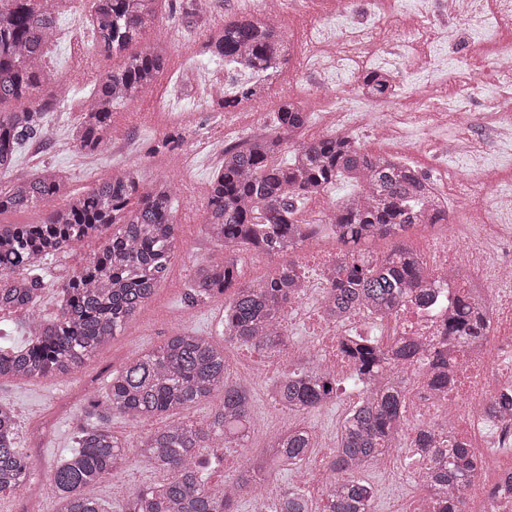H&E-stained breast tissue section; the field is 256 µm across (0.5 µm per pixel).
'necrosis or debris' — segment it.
Returning <instances> with one entry per match:
<instances>
[{"instance_id": "1", "label": "necrosis or debris", "mask_w": 512, "mask_h": 512, "mask_svg": "<svg viewBox=\"0 0 512 512\" xmlns=\"http://www.w3.org/2000/svg\"><path fill=\"white\" fill-rule=\"evenodd\" d=\"M384 3L371 0L373 19L358 21L353 0H336L335 15L311 19L294 42L293 55L316 73L314 90L330 102L319 131L367 133L375 144L373 156L391 157L408 168L421 147L437 155L438 169L424 177L421 195L442 209L445 219L418 225L422 245L415 252L432 300L418 305L407 291L398 307L378 316L325 307L337 266L352 255L373 254L372 237L327 245L314 235L270 256L267 272L287 274V318L307 323L310 347L324 368L348 370L339 342L358 335L363 325L377 330L384 348L411 345L413 355L397 364L410 387L407 428L436 433L466 428L477 468L463 483L465 504L480 502V512H512V462L489 468L483 445L485 411L500 394L512 392V330L503 329L504 322H512V255L503 253L512 244V183L491 180L485 141L470 134L481 128L500 154L512 153V41L501 43L490 61V92L464 66L449 68L446 54L463 32L477 40L512 31V0H416L412 14L386 18ZM391 53L404 58L419 79L413 107L394 111L389 101L366 100L355 83L344 97L336 96L338 76ZM274 92L273 80H265L256 96L225 111V137L242 138L261 127L273 110ZM452 148L459 158L455 165L448 162ZM463 294L487 328L485 336L465 342L448 333V318ZM436 356L455 379L452 391L433 389Z\"/></svg>"}]
</instances>
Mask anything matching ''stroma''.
Wrapping results in <instances>:
<instances>
[{
	"label": "stroma",
	"mask_w": 512,
	"mask_h": 512,
	"mask_svg": "<svg viewBox=\"0 0 512 512\" xmlns=\"http://www.w3.org/2000/svg\"><path fill=\"white\" fill-rule=\"evenodd\" d=\"M209 14L194 23L182 20L180 14L161 15L150 30L149 39L167 40L175 36L177 42L169 49L163 71L153 93L118 107L112 115L114 129L135 132L139 148L135 159L148 180L169 179L176 183L174 221L181 225L179 250L170 271L158 287L152 301L107 346L89 360L85 370L75 373L67 382L44 379L17 385L0 379V401L14 406L18 419V442L36 471H45L47 464L71 446L75 418L84 407L78 391L84 387L102 388L113 369L129 356L159 345L168 336L183 331H211L216 329L224 311L225 295H218L200 305H190L185 297L195 266L201 262L221 260L223 254L205 235L202 225L203 205L209 187L211 166L201 163L186 168L185 159L190 147L206 140L209 147L223 148V126L210 122L211 112L218 106L211 100L196 97L199 82L223 78V68L200 63L190 69L187 51L192 48L208 24L231 18L241 7L239 0H213ZM92 38L83 35L72 39L59 36L47 52L45 71L60 98L65 102L63 119L55 120L54 131L63 125L76 123L90 88L83 81L86 65L94 63ZM181 111L172 119L169 109ZM170 134H179L183 144L175 150L162 147V140ZM24 157L10 173L11 178H27L43 165L51 164L66 171L70 188L76 192L88 190L97 178L110 176L116 168L128 165L131 159L100 153L94 164H87L81 154L51 151L29 146ZM235 361L257 367L258 382L253 397L255 431L245 447L227 452V466L260 454L270 434L298 423V416L275 409L265 398V384L270 373L261 371L260 356L246 347L232 345L227 349ZM112 429L125 437L129 446L127 461L118 482H103L89 486L87 493L101 499L107 507H115L129 488L145 479L143 464L135 450L143 426H134L122 419L112 421Z\"/></svg>",
	"instance_id": "stroma-1"
}]
</instances>
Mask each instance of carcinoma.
I'll return each instance as SVG.
<instances>
[{
  "label": "carcinoma",
  "instance_id": "carcinoma-1",
  "mask_svg": "<svg viewBox=\"0 0 512 512\" xmlns=\"http://www.w3.org/2000/svg\"><path fill=\"white\" fill-rule=\"evenodd\" d=\"M57 0H0V103L29 98L28 107L0 111V214L39 207V224H0V377L29 382L63 378L79 371L99 349L121 333L151 299L178 250L173 218V191L161 180L144 183L127 167L82 193L64 194L65 180L52 166L26 179H5L26 145L46 136L61 100L42 65L44 50L57 26ZM93 47L104 61L123 57L94 81V92L72 128L75 150L102 152L111 138L112 112L149 93L163 67L161 47L144 38L158 18L159 0H90ZM139 49L126 53L128 47ZM291 47L281 27L259 19L227 20L205 36L202 52L214 63L242 69L266 67L278 58L277 70L289 60ZM363 93L388 99L396 92L392 73L366 72ZM259 89L254 75L231 87L216 82L222 108H234ZM308 121L300 101L281 103L272 129L233 143L211 173L203 211L208 237L220 249L246 245L273 253L285 242L298 243L308 234L300 228L301 203L338 179L363 182V198L331 212L328 223L352 239L372 233L389 237L416 223V171L378 160L347 136L298 141ZM86 239L102 244L60 288L67 302L51 320L35 303L43 289V265ZM424 271L412 251L397 245L371 259L350 257L336 271L333 304L349 311L363 304L373 309L399 305L402 289L421 288ZM232 291L224 306L219 332L224 342L244 344L263 355L287 354L290 336L281 329L288 294L273 277L258 284L242 280L235 260L198 266L188 296L202 304ZM26 338L13 342L15 325ZM448 332L481 336L486 326L471 318L461 304L448 321ZM342 351L352 364L346 384L363 396L348 412L337 433L336 454L326 466L334 486L314 499L289 483L281 487L272 512H374L372 486L356 478L385 454L402 447L406 380L396 370L378 374L396 363L406 348L383 349L372 337L349 336ZM274 402L294 415L308 416L323 407L340 382L320 370L313 356L296 370L274 380ZM222 399L198 421L179 415L215 392ZM164 417L167 422L140 437L137 453L162 480L130 490L115 512H239V503L264 482L292 474L314 453L307 428L290 426L269 438L265 450L219 482L209 481L211 461L224 449L244 447L246 424L252 418V385L229 373L225 348L211 337L179 331L160 345L134 355L102 390L86 401L72 433L69 452L47 467L43 491L56 512H107L99 499L85 493L91 484L116 477L126 460L125 441L112 430V419L133 425ZM14 408L0 403V498L35 482L26 457L17 446ZM409 447L427 458V492L438 512H465L460 482L475 471L467 439L419 429ZM451 461H444L443 451Z\"/></svg>",
  "mask_w": 512,
  "mask_h": 512
}]
</instances>
